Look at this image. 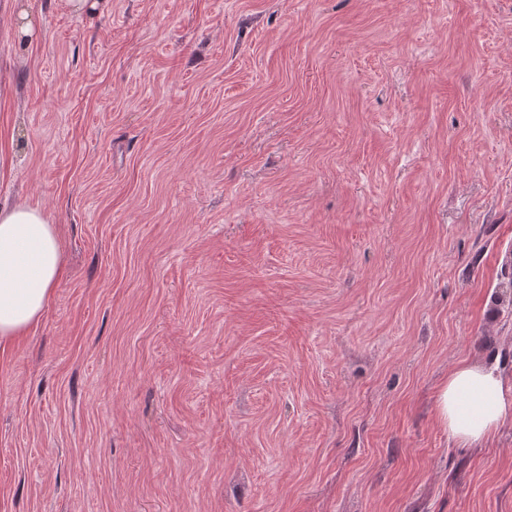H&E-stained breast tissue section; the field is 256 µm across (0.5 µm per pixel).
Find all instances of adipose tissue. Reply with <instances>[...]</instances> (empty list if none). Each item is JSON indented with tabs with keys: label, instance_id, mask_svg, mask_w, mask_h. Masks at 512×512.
<instances>
[{
	"label": "adipose tissue",
	"instance_id": "obj_1",
	"mask_svg": "<svg viewBox=\"0 0 512 512\" xmlns=\"http://www.w3.org/2000/svg\"><path fill=\"white\" fill-rule=\"evenodd\" d=\"M54 225L36 206L0 209V343L38 321L65 270ZM436 414L449 439L484 444L512 415V390L492 364L462 362L441 381Z\"/></svg>",
	"mask_w": 512,
	"mask_h": 512
}]
</instances>
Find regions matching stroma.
<instances>
[{
    "instance_id": "35a3bbf8",
    "label": "stroma",
    "mask_w": 512,
    "mask_h": 512,
    "mask_svg": "<svg viewBox=\"0 0 512 512\" xmlns=\"http://www.w3.org/2000/svg\"><path fill=\"white\" fill-rule=\"evenodd\" d=\"M30 37L19 34L22 21ZM0 512H512V0H0ZM55 224L31 205L0 209V343L38 321L65 276ZM509 391L497 366L461 362L438 387V422L449 439L466 446H480L506 417L512 416Z\"/></svg>"
}]
</instances>
